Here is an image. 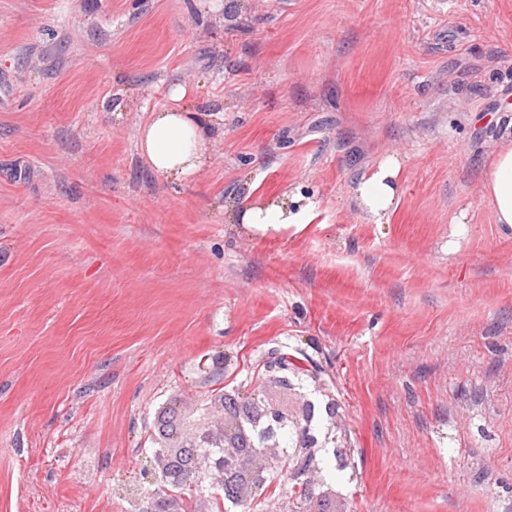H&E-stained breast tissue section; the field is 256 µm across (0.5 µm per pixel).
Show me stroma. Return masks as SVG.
I'll list each match as a JSON object with an SVG mask.
<instances>
[{
	"label": "stroma",
	"mask_w": 512,
	"mask_h": 512,
	"mask_svg": "<svg viewBox=\"0 0 512 512\" xmlns=\"http://www.w3.org/2000/svg\"><path fill=\"white\" fill-rule=\"evenodd\" d=\"M178 84L212 159L165 184L135 133ZM511 123L512 0H0V512H129L212 394L297 403L274 350L346 451L310 512H512V236L479 195ZM292 184L306 224L224 209ZM396 155L387 156L355 189L358 207L368 223L386 224L404 193Z\"/></svg>",
	"instance_id": "stroma-1"
}]
</instances>
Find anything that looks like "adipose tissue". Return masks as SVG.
Listing matches in <instances>:
<instances>
[{"label":"adipose tissue","mask_w":512,"mask_h":512,"mask_svg":"<svg viewBox=\"0 0 512 512\" xmlns=\"http://www.w3.org/2000/svg\"><path fill=\"white\" fill-rule=\"evenodd\" d=\"M170 96L177 101V108L151 113L138 128L136 147L158 179L179 183L191 179L209 163L210 133L199 113L184 106L187 91L183 86H175ZM355 193L366 222L388 223L404 193L396 156H387L371 176L362 178ZM480 195L490 203L496 222L512 229V139L503 138L495 151ZM318 206L316 197L303 195L295 188L267 202L238 207L235 215L244 231L263 236L306 223Z\"/></svg>","instance_id":"ef3b65f1"}]
</instances>
